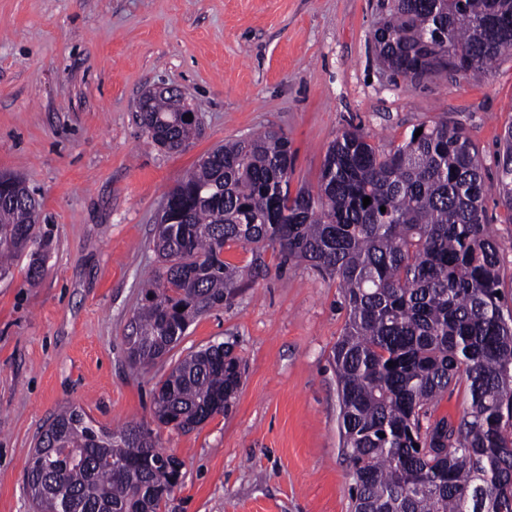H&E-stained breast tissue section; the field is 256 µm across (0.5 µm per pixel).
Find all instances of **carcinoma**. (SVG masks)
Returning a JSON list of instances; mask_svg holds the SVG:
<instances>
[{
    "label": "carcinoma",
    "instance_id": "1",
    "mask_svg": "<svg viewBox=\"0 0 512 512\" xmlns=\"http://www.w3.org/2000/svg\"><path fill=\"white\" fill-rule=\"evenodd\" d=\"M381 8L373 39L392 75L480 80L512 55V0ZM139 119L168 152L201 134L168 97ZM419 128L386 149L344 129L317 186L294 195L283 131L268 127L209 152L164 196L152 241L159 267L134 313L128 358L137 369L155 364L197 318L231 303L245 273L224 261V247L307 261L338 279L347 311L332 359L354 512H512V311L500 295L503 245L485 224L484 163L462 125L441 118ZM503 140L499 195L512 213V126ZM39 214L23 181H0L1 277L26 257L28 282L42 278ZM241 379L232 345L191 351L156 383L154 417L188 432L228 412ZM462 379L470 403L459 422L432 419ZM182 468L143 424L110 431L68 407L41 432L26 488L36 512H167Z\"/></svg>",
    "mask_w": 512,
    "mask_h": 512
}]
</instances>
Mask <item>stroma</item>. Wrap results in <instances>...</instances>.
Instances as JSON below:
<instances>
[{"mask_svg":"<svg viewBox=\"0 0 512 512\" xmlns=\"http://www.w3.org/2000/svg\"><path fill=\"white\" fill-rule=\"evenodd\" d=\"M381 19L379 0H0V173L35 194L50 239L39 283L23 259L0 278V512H33L27 463L69 406L108 429L143 423L183 461L168 512H352L336 278L234 245L224 258L248 286L194 321L169 360L130 372L125 338L157 265L165 192L215 146L268 126L288 137L294 192L316 186L344 128L382 148L424 122L461 124L487 169L512 304V215L495 166L512 126V56L479 82L393 79L376 58ZM158 85L185 90L203 128L185 151L160 150L139 123V99ZM222 342L244 368L229 412L186 433L154 421L171 361Z\"/></svg>","mask_w":512,"mask_h":512,"instance_id":"obj_1","label":"stroma"}]
</instances>
